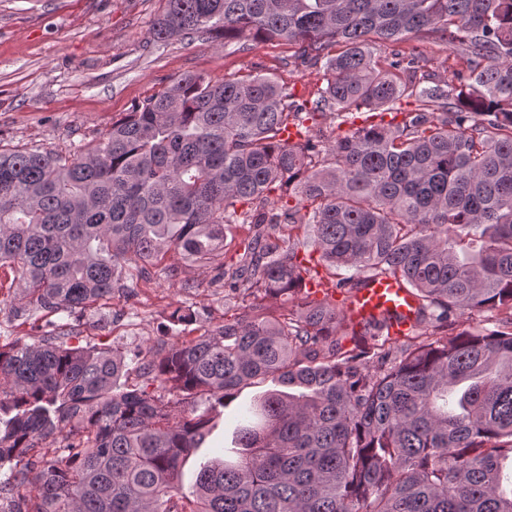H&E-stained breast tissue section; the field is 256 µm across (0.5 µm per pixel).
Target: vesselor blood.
<instances>
[{
	"label": "vessel or blood",
	"mask_w": 512,
	"mask_h": 512,
	"mask_svg": "<svg viewBox=\"0 0 512 512\" xmlns=\"http://www.w3.org/2000/svg\"><path fill=\"white\" fill-rule=\"evenodd\" d=\"M343 308L357 322L381 314H393V334L407 333L413 327L418 305L395 277L382 276L365 280L362 287L343 296Z\"/></svg>",
	"instance_id": "b4317fda"
}]
</instances>
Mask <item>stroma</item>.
Here are the masks:
<instances>
[{
	"label": "stroma",
	"instance_id": "obj_1",
	"mask_svg": "<svg viewBox=\"0 0 512 512\" xmlns=\"http://www.w3.org/2000/svg\"><path fill=\"white\" fill-rule=\"evenodd\" d=\"M160 0H0V145L37 147L68 154L78 144L99 140L132 105L186 73L234 78L262 71L276 76L296 98L310 99L325 83L324 70L303 63L295 45L247 39L220 48L205 38L183 37L153 44L149 31ZM419 54L423 70L442 83L454 82L465 60L458 46L433 33L376 45L380 60L393 50ZM211 268H186L194 281L186 291L160 271L151 280L131 276L125 290L101 302L98 312L75 313L71 345L121 350L137 366L158 340L180 341L175 308L192 313L197 330L224 322V288ZM12 276L0 279V341L41 336L47 320L15 312ZM273 382L242 389L224 412V422L186 462L184 484L203 464L230 453L234 427Z\"/></svg>",
	"mask_w": 512,
	"mask_h": 512
}]
</instances>
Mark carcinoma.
I'll list each match as a JSON object with an SVG mask.
<instances>
[{
    "label": "carcinoma",
    "mask_w": 512,
    "mask_h": 512,
    "mask_svg": "<svg viewBox=\"0 0 512 512\" xmlns=\"http://www.w3.org/2000/svg\"><path fill=\"white\" fill-rule=\"evenodd\" d=\"M160 2L153 42L284 40L326 86L299 100L266 74L187 73L95 145L0 147V268L34 309L84 312L128 265L176 280L172 251L245 303L149 349L133 383L121 351L70 346L64 324L1 344L0 512H512V0ZM422 31L461 47L457 83L414 54L375 57V42ZM364 109L402 119L358 126ZM327 113L351 124L333 141L304 126ZM289 124L300 141L280 138ZM284 186L295 203L266 208ZM297 226L333 289L404 282L418 302L406 341L327 294L278 315L246 303L322 280L297 262L284 233ZM483 308L502 330L448 337L451 316ZM268 378L290 391L260 397L237 459L184 489L221 409Z\"/></svg>",
    "instance_id": "1"
}]
</instances>
